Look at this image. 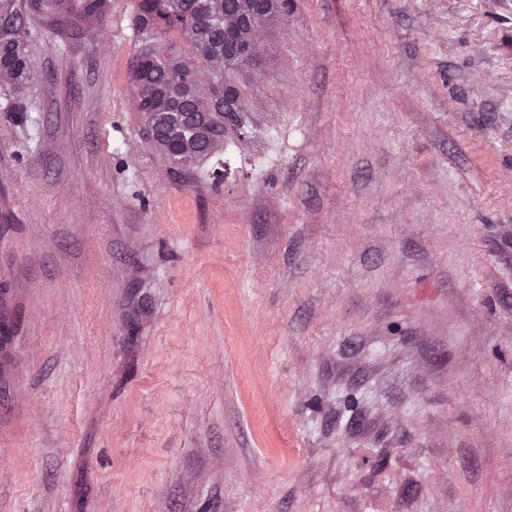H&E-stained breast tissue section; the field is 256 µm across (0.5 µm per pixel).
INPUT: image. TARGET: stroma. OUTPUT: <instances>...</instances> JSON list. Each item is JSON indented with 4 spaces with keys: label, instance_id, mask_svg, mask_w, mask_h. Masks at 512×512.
Listing matches in <instances>:
<instances>
[{
    "label": "stroma",
    "instance_id": "1",
    "mask_svg": "<svg viewBox=\"0 0 512 512\" xmlns=\"http://www.w3.org/2000/svg\"><path fill=\"white\" fill-rule=\"evenodd\" d=\"M133 4L0 88V512H512V0H289L220 182Z\"/></svg>",
    "mask_w": 512,
    "mask_h": 512
}]
</instances>
